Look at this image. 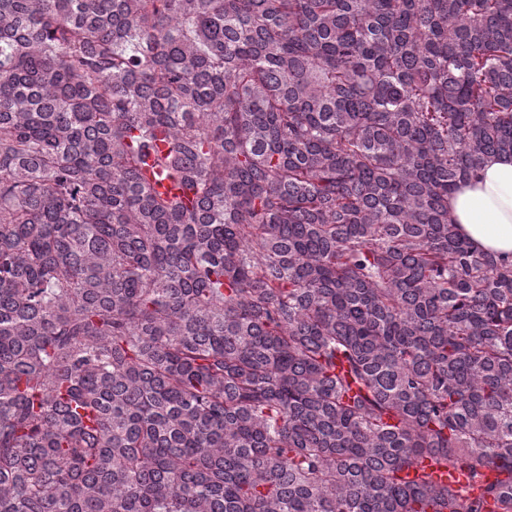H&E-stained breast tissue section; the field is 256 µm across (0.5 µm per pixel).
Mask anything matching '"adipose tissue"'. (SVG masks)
Here are the masks:
<instances>
[{
    "mask_svg": "<svg viewBox=\"0 0 512 512\" xmlns=\"http://www.w3.org/2000/svg\"><path fill=\"white\" fill-rule=\"evenodd\" d=\"M448 214L475 249L512 256V155L485 158L448 198Z\"/></svg>",
    "mask_w": 512,
    "mask_h": 512,
    "instance_id": "ef3b65f1",
    "label": "adipose tissue"
}]
</instances>
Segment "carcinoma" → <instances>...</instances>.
I'll return each mask as SVG.
<instances>
[{
    "mask_svg": "<svg viewBox=\"0 0 512 512\" xmlns=\"http://www.w3.org/2000/svg\"><path fill=\"white\" fill-rule=\"evenodd\" d=\"M502 153L512 0H0V512H512ZM448 214L480 252L512 256V155L485 158L448 197Z\"/></svg>",
    "mask_w": 512,
    "mask_h": 512,
    "instance_id": "obj_1",
    "label": "carcinoma"
}]
</instances>
